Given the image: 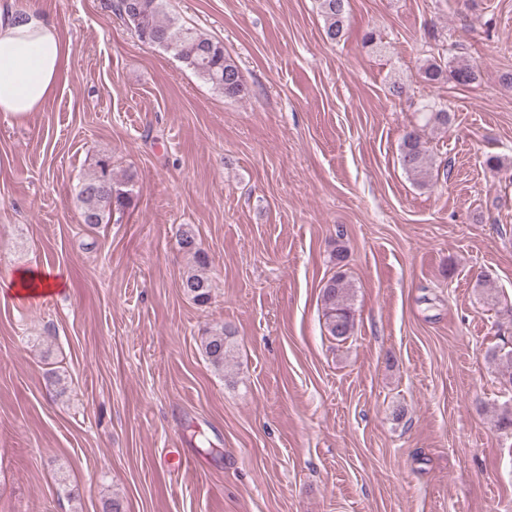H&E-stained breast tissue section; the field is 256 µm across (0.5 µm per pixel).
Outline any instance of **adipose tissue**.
I'll list each match as a JSON object with an SVG mask.
<instances>
[{
	"label": "adipose tissue",
	"mask_w": 512,
	"mask_h": 512,
	"mask_svg": "<svg viewBox=\"0 0 512 512\" xmlns=\"http://www.w3.org/2000/svg\"><path fill=\"white\" fill-rule=\"evenodd\" d=\"M70 49L57 27L36 8L20 12L0 5V113L39 111L55 93ZM59 271H19L11 283L17 295L37 297L64 288Z\"/></svg>",
	"instance_id": "ef3b65f1"
}]
</instances>
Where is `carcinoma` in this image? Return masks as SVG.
Masks as SVG:
<instances>
[{
	"label": "carcinoma",
	"instance_id": "carcinoma-1",
	"mask_svg": "<svg viewBox=\"0 0 512 512\" xmlns=\"http://www.w3.org/2000/svg\"><path fill=\"white\" fill-rule=\"evenodd\" d=\"M111 7L133 27L143 42L159 46L171 53L187 69L211 84L226 97H244L248 89L236 63L224 54V45L202 32L186 27L167 11V0H113ZM325 20V35L332 42L345 35V0H320ZM423 81L429 85L448 81L470 85L478 80L477 66L467 60L448 59L444 54L433 56L419 67ZM423 117L428 125L446 128L450 115L445 109L424 106ZM403 168L422 186L428 183L431 158L417 131L404 134L399 148ZM77 198L82 203L81 217L85 224L97 226L110 223L115 214L125 213L133 204L132 179L124 181L112 176L111 162L99 160L93 174L77 185ZM177 243L182 252L192 256L196 269L182 280L183 292L197 305L208 304L213 284L206 273L210 265L208 254L199 246L192 229L179 231ZM326 330L338 342L353 333L354 313L351 288L343 271H336L322 287ZM233 332L226 326L207 330L202 337V349L207 360L217 369H224ZM493 358L502 366L501 383L512 386V349L499 350Z\"/></svg>",
	"mask_w": 512,
	"mask_h": 512
}]
</instances>
